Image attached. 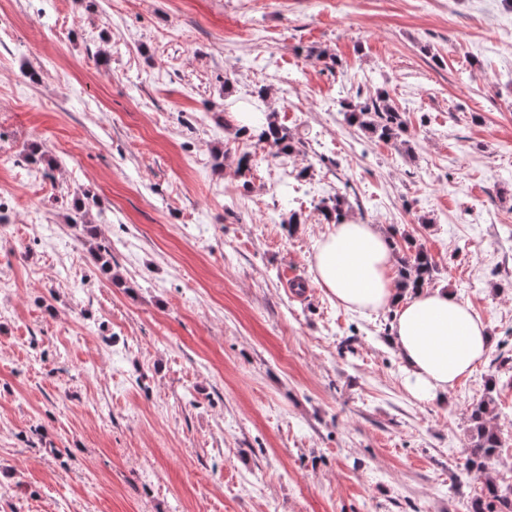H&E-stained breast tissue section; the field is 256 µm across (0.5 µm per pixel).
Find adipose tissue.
I'll use <instances>...</instances> for the list:
<instances>
[{
  "label": "adipose tissue",
  "mask_w": 512,
  "mask_h": 512,
  "mask_svg": "<svg viewBox=\"0 0 512 512\" xmlns=\"http://www.w3.org/2000/svg\"><path fill=\"white\" fill-rule=\"evenodd\" d=\"M394 261L384 227L348 221L320 242L314 281L346 308L392 311L391 342L403 362L407 390L421 401H444L488 355L487 326L448 289L399 288Z\"/></svg>",
  "instance_id": "adipose-tissue-1"
}]
</instances>
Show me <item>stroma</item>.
Masks as SVG:
<instances>
[{"mask_svg":"<svg viewBox=\"0 0 512 512\" xmlns=\"http://www.w3.org/2000/svg\"><path fill=\"white\" fill-rule=\"evenodd\" d=\"M381 91L400 141L339 110ZM269 110L293 154L240 133ZM336 195L486 323L445 402L404 386L389 313L314 283ZM489 395L499 461L467 475ZM488 478L512 485V0H0V512H473Z\"/></svg>","mask_w":512,"mask_h":512,"instance_id":"obj_1","label":"stroma"}]
</instances>
